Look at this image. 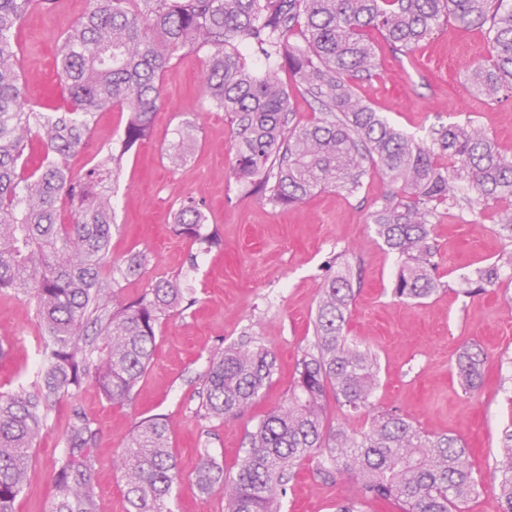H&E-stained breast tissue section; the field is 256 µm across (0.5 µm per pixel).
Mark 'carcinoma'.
<instances>
[{"label":"carcinoma","instance_id":"obj_1","mask_svg":"<svg viewBox=\"0 0 512 512\" xmlns=\"http://www.w3.org/2000/svg\"><path fill=\"white\" fill-rule=\"evenodd\" d=\"M33 3L0 0V290L34 300L42 344L36 392L0 394V512H15L34 440L56 404L89 379L109 403L128 399L152 360L160 319L193 304L169 280L117 301V277L139 275L147 255L132 252L115 265L110 251L112 184L125 153L148 137L160 74L179 52H209L202 89L210 108L230 119L241 197L291 206L326 187L353 195L371 171L393 187L371 222L405 257L392 288L397 298L419 303L437 290L429 226L441 210L471 205L457 184L502 204L498 225L512 237V157L484 131L467 121L410 136L356 93L357 84L376 76L371 32L391 52L408 53L452 20L484 31L489 44L488 58L468 69L473 91L493 101L512 98V0H90L59 44L64 99L52 110L25 102L20 84L16 36ZM253 57L265 68H251ZM284 74L318 107L306 125L295 120ZM112 107L128 112L122 150L73 175L69 158L96 114ZM192 128L186 121L177 130L182 154L193 146ZM176 223L193 242L218 243L202 233L200 203L182 205ZM499 278L497 261L463 276L483 292ZM353 298L349 264L338 261L287 404L248 432L235 473H225L208 449L200 452L196 486L224 490L225 512H282L296 469L308 459L324 475L339 466L355 474V493L336 512H361L369 503L397 512H465L477 481L460 438L431 436L395 411L367 430L326 424L327 392L355 417L377 386L376 358L344 334ZM484 360L478 346L460 353L456 373L464 390L480 387ZM274 370L275 357L262 347L213 354L201 407L219 420L240 414ZM169 431L165 418H143L122 451L128 512H171L179 470ZM98 434L95 420L73 414L52 477L53 512H104L95 483ZM500 472L502 512H512L511 429Z\"/></svg>","mask_w":512,"mask_h":512}]
</instances>
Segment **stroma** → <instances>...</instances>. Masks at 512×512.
<instances>
[{
  "instance_id": "stroma-1",
  "label": "stroma",
  "mask_w": 512,
  "mask_h": 512,
  "mask_svg": "<svg viewBox=\"0 0 512 512\" xmlns=\"http://www.w3.org/2000/svg\"><path fill=\"white\" fill-rule=\"evenodd\" d=\"M87 7V0H55L52 9L28 15L17 36L27 100L62 103L56 49ZM487 56L480 31L451 23L409 55L395 56L379 47L376 78L358 84L356 92L397 129L423 135L442 122L470 120L512 157V99L479 98L468 81L467 65ZM207 58V51L184 50L164 70L152 130L126 153L114 185L111 240L114 260L138 250L148 256L139 277L121 281L118 299L167 279L196 303L160 320L151 363L127 400L108 403L88 382L57 404L34 444L15 512H51L54 464L76 409L99 427L97 490L106 512L128 508L116 459L136 423L153 414L166 415L178 461L173 512H224L221 491L204 494L195 486L199 451L209 449L225 472H235L247 431L286 404L313 342L321 289L335 273L333 257L341 250L355 290L346 334L376 357L379 374L367 411L347 417L331 398L326 403L329 423L365 429L372 415L393 409L427 433L461 438L478 482L466 512H501L495 489L501 479L503 432L512 426V268L503 270L497 288L484 293H470L462 281L467 271L512 253V238L492 222L494 205L475 200L473 189L462 186L472 205L450 209L431 226L437 291L418 304L395 297L393 279L401 260L376 235L370 219L377 200L390 190L387 181L371 176L352 196L329 187L295 206L236 197L232 128L224 113L209 107L201 86ZM188 117L197 144L185 159L175 161V130ZM126 123V113L119 110L98 112L69 161L72 173L91 166L102 148L118 146ZM191 199L203 202L204 230L216 235V247L204 248L177 233L175 212ZM234 345H260L274 354L273 378L238 416L206 418L201 401L209 360ZM474 345L484 350L486 360L482 385L470 394L458 383L455 363L463 349ZM41 355L33 303L0 290V392L33 390ZM354 486L349 470H333L326 478L315 463L303 462L284 512H336Z\"/></svg>"
}]
</instances>
